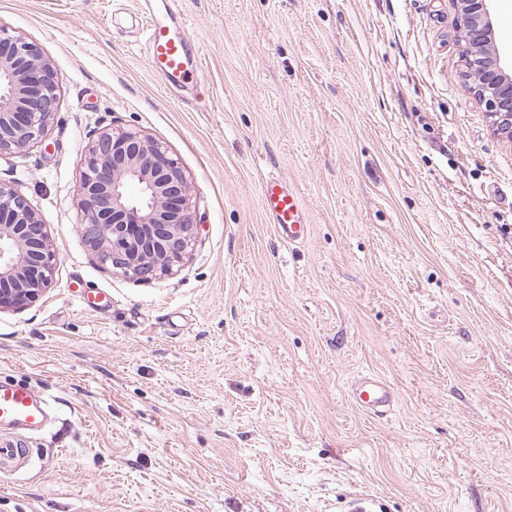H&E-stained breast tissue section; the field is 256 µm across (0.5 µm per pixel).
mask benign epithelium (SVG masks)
Returning a JSON list of instances; mask_svg holds the SVG:
<instances>
[{"mask_svg":"<svg viewBox=\"0 0 512 512\" xmlns=\"http://www.w3.org/2000/svg\"><path fill=\"white\" fill-rule=\"evenodd\" d=\"M464 29L466 87L488 106L494 134L512 141V76L490 43L486 0H455ZM58 110L51 64L39 48L0 26V155L46 141ZM82 237L99 262L141 280L179 270L197 224L190 185L158 140L132 128L89 132L77 186ZM59 255L47 225L12 181L0 179V309L22 310L52 285Z\"/></svg>","mask_w":512,"mask_h":512,"instance_id":"1","label":"benign epithelium"}]
</instances>
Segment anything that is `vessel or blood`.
Masks as SVG:
<instances>
[{"label":"vessel or blood","mask_w":512,"mask_h":512,"mask_svg":"<svg viewBox=\"0 0 512 512\" xmlns=\"http://www.w3.org/2000/svg\"><path fill=\"white\" fill-rule=\"evenodd\" d=\"M146 19L148 61L167 90L184 87L200 75V60L187 34L188 21L178 0H142ZM263 208L277 235L285 241L303 239L309 229L306 204L297 188L269 175L260 183ZM349 401L375 420L387 418L397 406L391 386L374 374L359 377L348 389ZM52 422L46 398L19 383H0V423L42 431ZM344 512H385L383 502L356 495L344 502Z\"/></svg>","instance_id":"1"}]
</instances>
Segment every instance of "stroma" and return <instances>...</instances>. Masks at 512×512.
Listing matches in <instances>:
<instances>
[{"label":"stroma","mask_w":512,"mask_h":512,"mask_svg":"<svg viewBox=\"0 0 512 512\" xmlns=\"http://www.w3.org/2000/svg\"><path fill=\"white\" fill-rule=\"evenodd\" d=\"M201 76L166 93L138 0H0L52 65L46 146L0 156L60 264L0 311V380L45 396L0 424V512H512V142L464 89L452 0H179ZM165 144L198 238L139 281L86 246L97 125ZM273 174L310 233L281 241ZM398 395L385 421L347 399ZM263 208L277 235L288 243L303 239L309 229L306 204L297 188L277 176L260 183ZM349 401L374 420L387 418L397 406L391 386L375 374L359 377L348 389ZM51 422V409L46 398L27 385L0 383V423L39 432ZM383 502L371 495H355L344 502V512H384Z\"/></svg>","instance_id":"obj_1"}]
</instances>
